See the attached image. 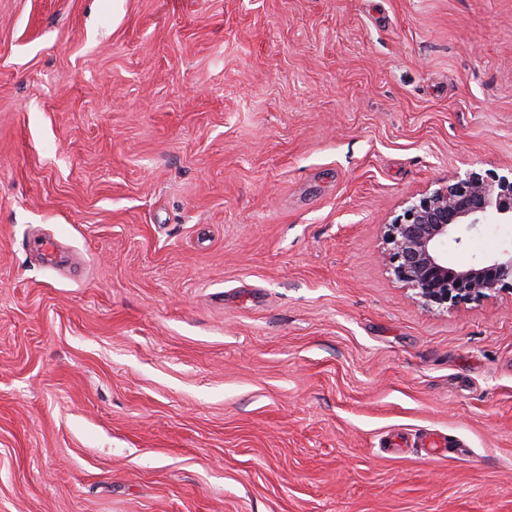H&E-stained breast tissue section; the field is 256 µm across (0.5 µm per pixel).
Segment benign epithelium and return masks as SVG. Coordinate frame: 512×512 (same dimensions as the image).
Listing matches in <instances>:
<instances>
[{"mask_svg": "<svg viewBox=\"0 0 512 512\" xmlns=\"http://www.w3.org/2000/svg\"><path fill=\"white\" fill-rule=\"evenodd\" d=\"M512 223V178L485 179L476 172L412 202L383 225L384 261L394 277L426 306L439 309L512 291V250L480 264H448V241L462 242L461 228Z\"/></svg>", "mask_w": 512, "mask_h": 512, "instance_id": "7a95c632", "label": "benign epithelium"}]
</instances>
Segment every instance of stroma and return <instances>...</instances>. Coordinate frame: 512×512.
Returning <instances> with one entry per match:
<instances>
[{
	"instance_id": "obj_1",
	"label": "stroma",
	"mask_w": 512,
	"mask_h": 512,
	"mask_svg": "<svg viewBox=\"0 0 512 512\" xmlns=\"http://www.w3.org/2000/svg\"><path fill=\"white\" fill-rule=\"evenodd\" d=\"M470 172L512 0H0V512H512V293L382 259Z\"/></svg>"
}]
</instances>
